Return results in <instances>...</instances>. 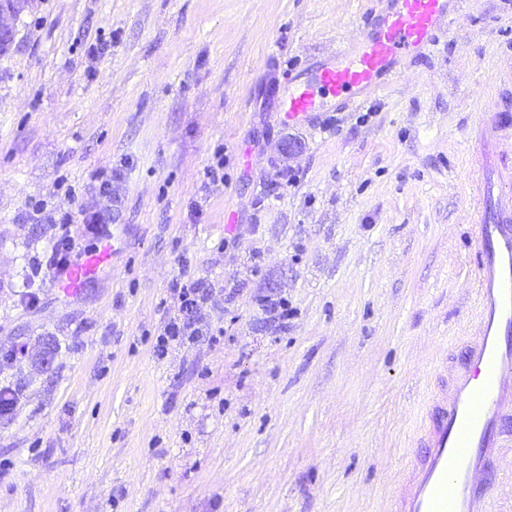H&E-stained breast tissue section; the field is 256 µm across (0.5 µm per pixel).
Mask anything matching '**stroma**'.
Wrapping results in <instances>:
<instances>
[{
  "label": "stroma",
  "instance_id": "stroma-1",
  "mask_svg": "<svg viewBox=\"0 0 512 512\" xmlns=\"http://www.w3.org/2000/svg\"><path fill=\"white\" fill-rule=\"evenodd\" d=\"M389 7L29 0L0 54V512H389L475 313L472 115H512V0H454L366 103L284 122L288 72ZM118 163L110 265L75 295L32 276L52 227L29 201L79 215ZM182 269L218 288L224 336L160 359Z\"/></svg>",
  "mask_w": 512,
  "mask_h": 512
}]
</instances>
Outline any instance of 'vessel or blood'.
I'll list each match as a JSON object with an SVG mask.
<instances>
[{
  "mask_svg": "<svg viewBox=\"0 0 512 512\" xmlns=\"http://www.w3.org/2000/svg\"><path fill=\"white\" fill-rule=\"evenodd\" d=\"M451 2L392 0L375 32L346 50L339 63L287 77L284 120L318 115L330 98L361 105L383 79L398 76L400 58L430 51ZM475 196V321L449 388L429 400L392 512H500L481 478L512 447V190L482 175ZM109 259L97 250L55 277L76 292Z\"/></svg>",
  "mask_w": 512,
  "mask_h": 512,
  "instance_id": "b4317fda",
  "label": "vessel or blood"
}]
</instances>
